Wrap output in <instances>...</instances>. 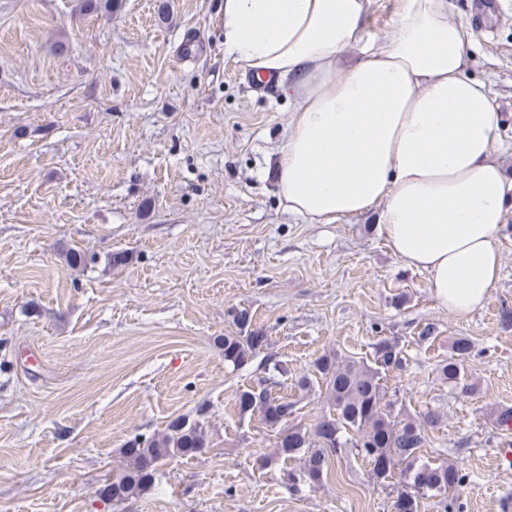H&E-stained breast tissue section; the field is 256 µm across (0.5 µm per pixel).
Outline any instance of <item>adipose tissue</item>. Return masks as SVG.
Segmentation results:
<instances>
[{"mask_svg":"<svg viewBox=\"0 0 512 512\" xmlns=\"http://www.w3.org/2000/svg\"><path fill=\"white\" fill-rule=\"evenodd\" d=\"M223 3L228 52L299 104L277 168L288 213L328 224L380 206L388 246L428 274L441 308L482 306L512 178L496 98L468 72L471 25L448 0H399L393 36L375 45L366 0Z\"/></svg>","mask_w":512,"mask_h":512,"instance_id":"adipose-tissue-1","label":"adipose tissue"}]
</instances>
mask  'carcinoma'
<instances>
[{"label":"carcinoma","instance_id":"1","mask_svg":"<svg viewBox=\"0 0 512 512\" xmlns=\"http://www.w3.org/2000/svg\"><path fill=\"white\" fill-rule=\"evenodd\" d=\"M233 323L237 336H224V363L240 369L266 345L267 337L251 329L252 318L237 311ZM471 351L466 337L452 344V355L440 366L448 386L468 397L474 386L464 380L463 361ZM405 364L398 345L381 339L373 346V364L352 359L340 360L323 355L311 372L303 375L298 386L308 389L315 383L325 387L328 411L309 429L288 425L295 414V403L272 394L267 380L242 389L237 394L241 413H259L262 422L279 430L277 454L285 459L303 460V474L312 483L328 475L331 460L350 448L372 465L370 474L378 482L395 480L391 512H420L421 499L450 495L456 499L464 488L466 476L453 462H419V450L426 441V429L441 424V415L433 410L411 421L393 411L387 399L384 374L403 369ZM206 448L200 423L182 418L172 421L168 431L149 438L136 437L126 443L127 467L98 489L103 501L120 503L152 486L159 462L173 457H192Z\"/></svg>","mask_w":512,"mask_h":512}]
</instances>
